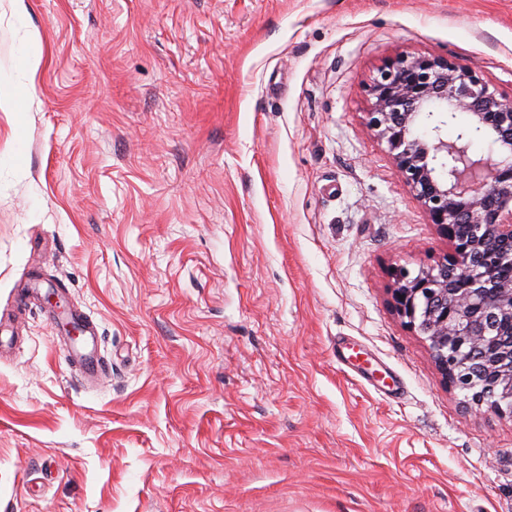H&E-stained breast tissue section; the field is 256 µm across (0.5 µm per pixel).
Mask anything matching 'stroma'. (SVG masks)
<instances>
[{
	"mask_svg": "<svg viewBox=\"0 0 512 512\" xmlns=\"http://www.w3.org/2000/svg\"><path fill=\"white\" fill-rule=\"evenodd\" d=\"M32 31L0 111V512H512V416L392 306V268L450 248L366 125L400 54L512 101V0H0V76ZM23 65L16 72L14 83L20 87H31L32 80L41 65L42 52L39 38L30 33L23 49Z\"/></svg>",
	"mask_w": 512,
	"mask_h": 512,
	"instance_id": "1",
	"label": "stroma"
}]
</instances>
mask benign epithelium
Returning a JSON list of instances; mask_svg holds the SVG:
<instances>
[{
    "instance_id": "obj_1",
    "label": "benign epithelium",
    "mask_w": 512,
    "mask_h": 512,
    "mask_svg": "<svg viewBox=\"0 0 512 512\" xmlns=\"http://www.w3.org/2000/svg\"><path fill=\"white\" fill-rule=\"evenodd\" d=\"M370 91L368 128L452 247L432 268L393 269V307L447 383L512 415V102L475 63L440 56H398ZM477 138L496 150L473 155Z\"/></svg>"
}]
</instances>
